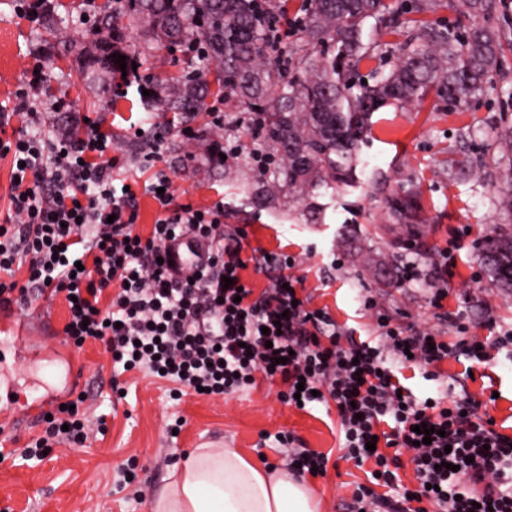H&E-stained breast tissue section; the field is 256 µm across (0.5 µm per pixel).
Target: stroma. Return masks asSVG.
<instances>
[{
	"label": "stroma",
	"mask_w": 512,
	"mask_h": 512,
	"mask_svg": "<svg viewBox=\"0 0 512 512\" xmlns=\"http://www.w3.org/2000/svg\"><path fill=\"white\" fill-rule=\"evenodd\" d=\"M114 8L113 0H50L43 21L32 24L16 16L14 0H0V104L14 107L31 69L43 65L40 99L65 102L61 110L45 112L43 122L65 131L81 126L87 116L111 131L112 154L137 195L142 232L150 231L158 215L145 187L162 172L179 203L202 209L223 203L225 230L247 228L246 252L262 248L294 257L293 273L303 280L308 308L326 310L354 341L382 345L379 313L392 326L425 329L451 344L460 324L480 339L512 329V292L496 288L481 258L485 236L512 232V213L500 206L512 191V157L498 147L500 132L512 124L511 52L503 75L469 110H448L432 94L418 107L388 102L372 112L356 186L322 192L316 199L322 219L312 224L303 204L273 209L242 193L243 184L260 178L248 153L223 166L216 163L217 150L228 143L226 129L242 121V113L225 112L219 128L210 115L191 121L162 111L156 97L139 91L143 85L160 88L191 62L208 69V61L190 60L181 47L145 51L140 20L127 10L119 21L121 48L139 60V85H119L105 65L82 58L91 34L107 36L104 18ZM84 14L90 18L86 26L80 20ZM50 24L61 39L47 34ZM157 131L164 134L161 158L149 166L143 156L149 135ZM463 158L469 161L464 171L458 166ZM403 198L412 199V210L393 218L391 207ZM443 247L454 264L448 269V296L437 309L431 288L405 285L401 278L411 253L424 259ZM66 316L59 298L0 310V319L11 324L0 333V351L22 356L0 373L10 378L13 394L30 403L45 394L44 372L66 369L61 398L88 391L86 416L93 423L105 420L107 431L90 433L83 445L57 444L46 456L30 457L25 449L41 435L42 423L20 404H1V430L10 440L0 460V512H150L171 470L200 442L221 441L253 462L279 466L287 450L274 447L271 437L280 431L328 455L326 475L306 479L321 500V512H345L357 485L366 483L367 467L344 457L335 406L296 409L279 399L277 386L263 381L224 397L172 399L167 381L143 371L118 373L101 343L79 348L64 343L60 330ZM488 353L481 364L451 356L436 368L408 363L396 373L418 399L445 393L471 398L497 432L512 437V345ZM178 418L185 424L174 437L169 427ZM129 462L135 463L137 478L124 486L117 472Z\"/></svg>",
	"instance_id": "35a3bbf8"
}]
</instances>
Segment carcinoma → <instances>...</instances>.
Listing matches in <instances>:
<instances>
[{"label":"carcinoma","mask_w":512,"mask_h":512,"mask_svg":"<svg viewBox=\"0 0 512 512\" xmlns=\"http://www.w3.org/2000/svg\"><path fill=\"white\" fill-rule=\"evenodd\" d=\"M147 25L145 44L169 50L204 39L214 63V80L189 70L161 90L168 110L197 116L213 94L225 107L251 114L244 134L252 145L275 150L267 156L273 179L262 180L264 198L301 199L321 188L354 184L370 112L392 100L403 107L436 92L454 108L467 107L505 67L499 29L478 19L507 0H448L457 19L445 28L416 25L410 43L398 46L397 64L377 65L371 80L354 82L359 65L375 60L363 42L371 19L387 14H421L434 0L394 6L391 0H302L305 14L295 42L285 47L287 67L264 61L266 21L288 15L289 0H130ZM94 60L120 71L112 43L100 41ZM306 155L310 163L296 164ZM482 258L494 283L512 291V233L493 232Z\"/></svg>","instance_id":"1"}]
</instances>
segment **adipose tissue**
Segmentation results:
<instances>
[{
  "label": "adipose tissue",
  "instance_id": "ef3b65f1",
  "mask_svg": "<svg viewBox=\"0 0 512 512\" xmlns=\"http://www.w3.org/2000/svg\"><path fill=\"white\" fill-rule=\"evenodd\" d=\"M151 512H319V502L288 471L255 466L234 448L203 445L172 472Z\"/></svg>",
  "mask_w": 512,
  "mask_h": 512
}]
</instances>
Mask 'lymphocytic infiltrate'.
Segmentation results:
<instances>
[{"instance_id":"lymphocytic-infiltrate-1","label":"lymphocytic infiltrate","mask_w":512,"mask_h":512,"mask_svg":"<svg viewBox=\"0 0 512 512\" xmlns=\"http://www.w3.org/2000/svg\"><path fill=\"white\" fill-rule=\"evenodd\" d=\"M24 127L0 137V156L10 157V213L0 224V308L62 298L69 343L101 341L123 370H145L173 383L174 395L203 391L224 396L264 378L287 404L310 409L334 403L342 448L357 464L373 461L371 477L385 493L360 486L348 512H512V438L490 428L469 398L418 400L406 391L380 347L342 345V329L323 309L307 308L302 281L284 254L254 251L244 258V227L224 230V205L200 209L177 203L166 174L146 191L159 208L149 236L136 229L134 191L116 184L112 137L96 120L81 136L43 137L41 112L20 99L0 113V130L12 116ZM26 278L14 279L17 268ZM265 275L268 286L245 284L246 268ZM403 283L432 287L431 303L448 295V252L427 264L405 263ZM378 331L400 360L439 365L448 356L483 362L476 343L429 340L427 332L404 335L384 316ZM80 392L73 408H57L35 446L87 434ZM436 430L418 444L416 425ZM384 449L370 451L372 438ZM411 450L416 483L401 485L397 449Z\"/></svg>"}]
</instances>
